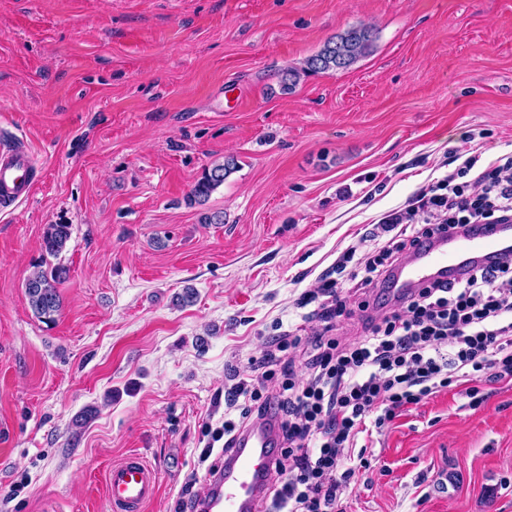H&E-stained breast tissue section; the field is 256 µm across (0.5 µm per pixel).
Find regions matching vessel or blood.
<instances>
[{
  "instance_id": "vessel-or-blood-1",
  "label": "vessel or blood",
  "mask_w": 512,
  "mask_h": 512,
  "mask_svg": "<svg viewBox=\"0 0 512 512\" xmlns=\"http://www.w3.org/2000/svg\"><path fill=\"white\" fill-rule=\"evenodd\" d=\"M33 160L29 152L0 143V210L30 195ZM503 224L439 235L409 253L391 272L392 295L403 296L434 282L462 276L469 265L486 262L512 246ZM281 433L277 417L266 416L241 430L224 462L209 475L196 512H262L273 475ZM158 491V473L137 454L113 463L105 482L109 512H143Z\"/></svg>"
}]
</instances>
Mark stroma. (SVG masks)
Wrapping results in <instances>:
<instances>
[{
    "instance_id": "stroma-1",
    "label": "stroma",
    "mask_w": 512,
    "mask_h": 512,
    "mask_svg": "<svg viewBox=\"0 0 512 512\" xmlns=\"http://www.w3.org/2000/svg\"><path fill=\"white\" fill-rule=\"evenodd\" d=\"M357 24L366 57L282 92ZM0 138L37 163L0 211V512H107L106 474L131 453L159 470L146 512H175L239 415L238 374L268 337L312 335L301 294L465 159L512 155V0H0ZM50 224L71 227L69 278L41 321L24 282ZM349 277L345 340L377 296ZM476 388L351 449L366 466L345 512H512V381ZM235 162L232 158L215 162L194 183L187 194L189 205H204L211 193L224 183L227 175L234 169Z\"/></svg>"
}]
</instances>
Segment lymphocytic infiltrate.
Instances as JSON below:
<instances>
[{
	"label": "lymphocytic infiltrate",
	"instance_id": "lymphocytic-infiltrate-1",
	"mask_svg": "<svg viewBox=\"0 0 512 512\" xmlns=\"http://www.w3.org/2000/svg\"><path fill=\"white\" fill-rule=\"evenodd\" d=\"M511 223L512 156L466 185L446 176L381 219L377 235L385 243L364 259L360 285L372 287L435 233ZM307 300L321 324L312 341L273 340L261 379H239L228 393L244 407L239 420H225L227 439L268 413L281 419L268 512H336L356 474L344 467V451L359 434L453 383L512 380V252L381 311L353 342L333 334L346 311L336 281H323Z\"/></svg>",
	"mask_w": 512,
	"mask_h": 512
}]
</instances>
